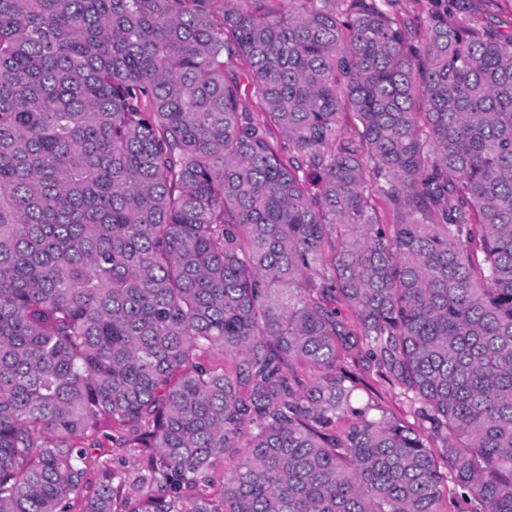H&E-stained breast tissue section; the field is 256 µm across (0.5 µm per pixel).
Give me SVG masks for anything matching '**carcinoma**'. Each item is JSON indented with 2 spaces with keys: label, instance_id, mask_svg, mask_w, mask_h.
<instances>
[{
  "label": "carcinoma",
  "instance_id": "1",
  "mask_svg": "<svg viewBox=\"0 0 512 512\" xmlns=\"http://www.w3.org/2000/svg\"><path fill=\"white\" fill-rule=\"evenodd\" d=\"M395 2L0 0V512H512V33ZM445 0H399L397 8L401 15L412 25L423 26L429 15L436 11L446 8ZM341 360L359 379L356 394L366 402L381 406L404 424L415 427L418 419L399 390L379 376L375 369H367L356 351L341 354ZM112 433V428L109 423H104L101 425L99 439L101 442L102 452L108 454L106 457L111 458L112 461L115 462L116 466H120L123 462L126 461L125 468L130 473L129 483H132L133 479L137 476V470L134 468L137 467V464L134 463L132 458L134 453L129 448L116 447L115 443L112 442V439L108 437Z\"/></svg>",
  "mask_w": 512,
  "mask_h": 512
}]
</instances>
